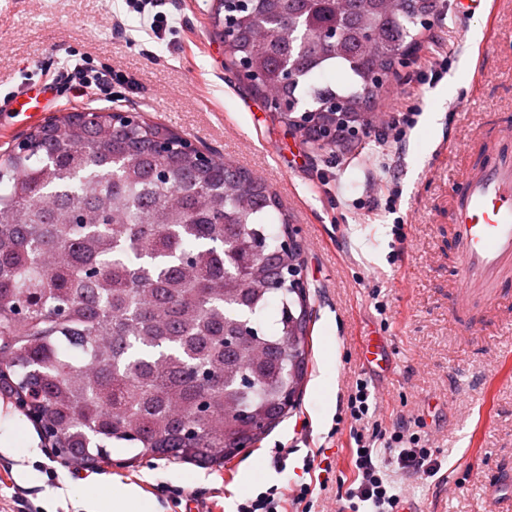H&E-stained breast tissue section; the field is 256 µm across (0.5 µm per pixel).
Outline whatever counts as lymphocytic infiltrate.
I'll use <instances>...</instances> for the list:
<instances>
[{
  "mask_svg": "<svg viewBox=\"0 0 512 512\" xmlns=\"http://www.w3.org/2000/svg\"><path fill=\"white\" fill-rule=\"evenodd\" d=\"M115 75L111 68L90 67L85 59L66 63L55 81L65 86L73 97L84 96L87 88L111 87ZM371 392L365 380H356L347 399L344 422L350 425L351 465L358 486L350 490L351 512L367 506L369 512H395L400 500V485L394 481L391 466L420 475L432 476L438 471L436 449L422 444L412 432L411 424L399 421L392 428L370 421ZM314 489L311 484L296 486L292 493L269 488L256 497L238 503L236 512H312Z\"/></svg>",
  "mask_w": 512,
  "mask_h": 512,
  "instance_id": "f902f5d3",
  "label": "lymphocytic infiltrate"
}]
</instances>
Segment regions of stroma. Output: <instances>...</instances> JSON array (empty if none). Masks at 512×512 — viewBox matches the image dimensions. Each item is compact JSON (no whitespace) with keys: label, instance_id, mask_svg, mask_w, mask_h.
<instances>
[{"label":"stroma","instance_id":"35a3bbf8","mask_svg":"<svg viewBox=\"0 0 512 512\" xmlns=\"http://www.w3.org/2000/svg\"><path fill=\"white\" fill-rule=\"evenodd\" d=\"M483 2L463 18L453 0H441L447 21L432 20L408 67L385 83L378 111L422 105L402 141L379 128L330 150L274 122L265 101L235 78L210 19L212 0H164L142 13L129 0H0V97L44 80L73 54L126 75L108 97L94 88L76 100L54 95L40 120L66 108L135 112L261 180L291 216L312 307L297 408L220 469L158 458L123 467L119 447L115 466L77 479L30 421L0 404V466L12 465L44 512H86L87 493L108 499L128 484L154 512H185L171 495L179 486L196 494L200 512H236L270 487L323 475L329 482L314 492L316 512H343L354 475L349 430L336 419L359 377L383 427L420 418L440 451L434 477L403 475L420 512H512V378L492 377L512 356V292L479 312V335L452 316L459 259L451 194L475 158L469 145L480 138L493 148L512 130V0ZM158 11L168 25L157 39L147 29ZM375 336L392 350L382 379L363 352ZM283 445L292 452L277 468Z\"/></svg>","mask_w":512,"mask_h":512}]
</instances>
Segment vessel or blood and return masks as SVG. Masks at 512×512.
Wrapping results in <instances>:
<instances>
[{
  "label": "vessel or blood",
  "mask_w": 512,
  "mask_h": 512,
  "mask_svg": "<svg viewBox=\"0 0 512 512\" xmlns=\"http://www.w3.org/2000/svg\"><path fill=\"white\" fill-rule=\"evenodd\" d=\"M49 94L40 83L12 99L10 110L35 122ZM454 243L459 257L457 316L512 288V137L504 136L487 162L470 167L452 196Z\"/></svg>",
  "instance_id": "b4317fda"
}]
</instances>
